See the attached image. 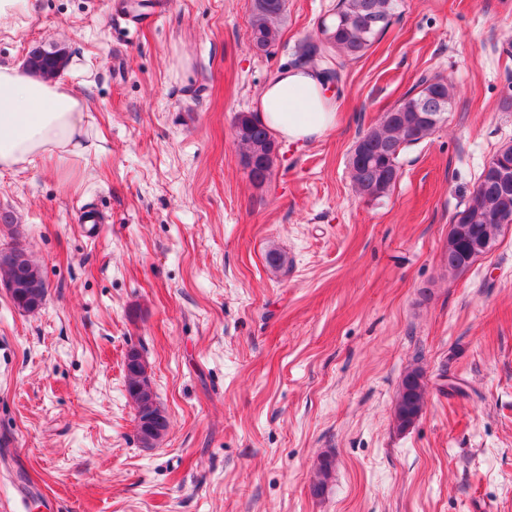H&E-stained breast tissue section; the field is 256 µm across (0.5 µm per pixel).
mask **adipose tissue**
Masks as SVG:
<instances>
[{"label":"adipose tissue","instance_id":"ef3b65f1","mask_svg":"<svg viewBox=\"0 0 512 512\" xmlns=\"http://www.w3.org/2000/svg\"><path fill=\"white\" fill-rule=\"evenodd\" d=\"M83 97L63 82L0 65V169L82 154ZM336 98L316 72L283 68L262 88L254 117L276 138L306 143L336 125Z\"/></svg>","mask_w":512,"mask_h":512}]
</instances>
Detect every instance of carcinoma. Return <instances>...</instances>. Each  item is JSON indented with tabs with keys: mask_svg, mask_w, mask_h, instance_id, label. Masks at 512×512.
<instances>
[{
	"mask_svg": "<svg viewBox=\"0 0 512 512\" xmlns=\"http://www.w3.org/2000/svg\"><path fill=\"white\" fill-rule=\"evenodd\" d=\"M398 0H338L330 20L322 23V38L307 41L299 49L295 64L318 68L325 81L338 79V72L324 66L325 59L338 51L353 59L363 57L390 25ZM285 0H252L250 39L252 45L266 51L279 38V26ZM36 70L43 74L65 69L66 49L56 45L38 51ZM417 92L407 94L381 118L379 124L361 135L349 158L350 175L357 194L368 201L386 197L400 176V157L404 150L431 136L446 119L451 100V84L444 78H423ZM240 161L252 183L269 182L275 158L272 134L257 123L250 113L235 117ZM459 213L465 217V234L458 223L450 224V245L445 251L448 269L462 274L481 256L493 249L504 225L492 217L512 218V186L505 188L492 171L483 169L476 186ZM426 385L423 372H406L395 405L399 429L415 420L425 406Z\"/></svg>",
	"mask_w": 512,
	"mask_h": 512,
	"instance_id": "obj_1",
	"label": "carcinoma"
}]
</instances>
